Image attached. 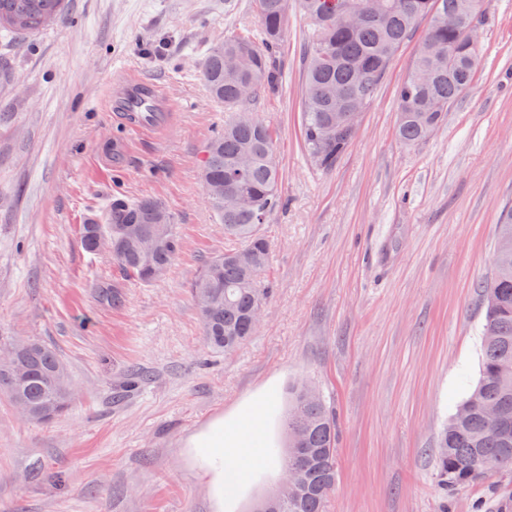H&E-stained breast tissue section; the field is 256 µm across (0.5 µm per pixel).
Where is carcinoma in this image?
Instances as JSON below:
<instances>
[{
  "label": "carcinoma",
  "instance_id": "carcinoma-1",
  "mask_svg": "<svg viewBox=\"0 0 512 512\" xmlns=\"http://www.w3.org/2000/svg\"><path fill=\"white\" fill-rule=\"evenodd\" d=\"M478 0H295L310 21L304 42L302 129L311 162L328 171L351 144L362 109L371 101L389 63L414 25L430 18L428 33L397 93V136L405 144L425 139L445 120L448 108L469 89L481 50L461 36ZM260 38L226 34L212 44L199 67L209 97L224 106V130L206 148L201 178L207 201L235 246L203 266L193 298L208 345L230 353L256 331L253 314L262 310V274L271 243L260 224L281 202L274 161V131L248 111L250 99L276 90L277 65L290 0H255ZM65 0H0V29L31 35L62 17ZM97 225L82 226L87 252L95 237L112 234L122 243L113 263L134 280L162 279L180 251L174 219L159 201L110 196ZM492 277L485 283L480 379L457 406L441 432L435 452L439 482L446 491L485 480L477 459L494 469L512 466V433L502 435L486 417L501 408L512 422V207L501 210ZM16 371L0 370V391L22 397L38 411L34 420L68 409L71 386L55 350L40 341L15 343L9 351ZM313 385L291 390L285 420L288 435L284 471L296 475L291 500L265 503L270 512H326L336 485V417Z\"/></svg>",
  "mask_w": 512,
  "mask_h": 512
}]
</instances>
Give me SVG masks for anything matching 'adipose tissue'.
Segmentation results:
<instances>
[{"mask_svg": "<svg viewBox=\"0 0 512 512\" xmlns=\"http://www.w3.org/2000/svg\"><path fill=\"white\" fill-rule=\"evenodd\" d=\"M278 412V390L270 384L230 416L213 418L186 439L187 452L207 481L213 512H234L236 501L225 496L226 486L246 490V473L275 467L270 450L277 445L272 425Z\"/></svg>", "mask_w": 512, "mask_h": 512, "instance_id": "adipose-tissue-1", "label": "adipose tissue"}]
</instances>
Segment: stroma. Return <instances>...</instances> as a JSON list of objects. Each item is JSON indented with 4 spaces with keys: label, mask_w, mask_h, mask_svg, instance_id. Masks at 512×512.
Masks as SVG:
<instances>
[{
    "label": "stroma",
    "mask_w": 512,
    "mask_h": 512,
    "mask_svg": "<svg viewBox=\"0 0 512 512\" xmlns=\"http://www.w3.org/2000/svg\"><path fill=\"white\" fill-rule=\"evenodd\" d=\"M484 8L479 64L445 122L413 145L396 135L422 19L327 172L303 143L309 21L290 10L283 84L252 104L275 132L284 199L262 226L271 293L228 355L207 345L191 295L228 246L201 180L224 109L197 67L225 34L257 29L254 0H69L38 33L0 31V354L45 342L73 390L49 422L0 392V512H212L184 442L272 382L283 399L314 383L336 412L327 512H512L511 467L447 493L434 457L479 378L483 284L512 204V0ZM135 81L164 90L167 132L112 111ZM116 192L173 215L181 248L161 281L84 250L81 224Z\"/></svg>",
    "instance_id": "stroma-1"
}]
</instances>
